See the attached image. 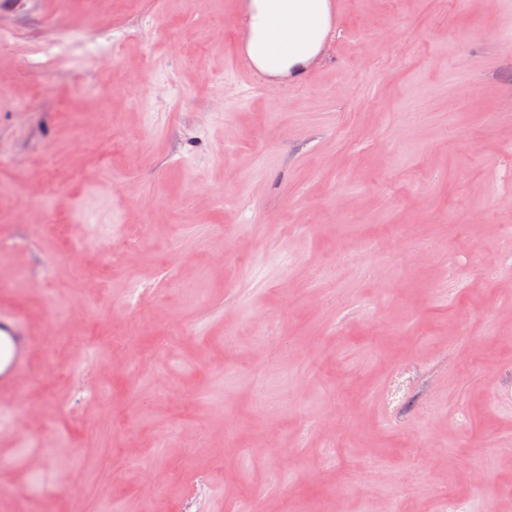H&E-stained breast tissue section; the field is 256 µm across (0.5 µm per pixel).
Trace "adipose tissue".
I'll return each instance as SVG.
<instances>
[{
	"label": "adipose tissue",
	"mask_w": 512,
	"mask_h": 512,
	"mask_svg": "<svg viewBox=\"0 0 512 512\" xmlns=\"http://www.w3.org/2000/svg\"><path fill=\"white\" fill-rule=\"evenodd\" d=\"M278 14L289 22L301 23L304 35L288 39L281 50L279 60L267 65L268 74L280 77L302 72L317 59L328 30V13L316 0H254L248 17L250 38L248 53L257 61H263L268 52L266 32L270 14Z\"/></svg>",
	"instance_id": "obj_1"
}]
</instances>
